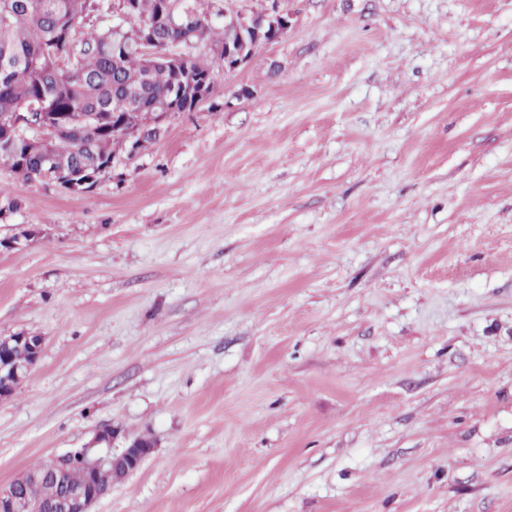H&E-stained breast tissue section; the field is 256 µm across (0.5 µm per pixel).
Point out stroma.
<instances>
[{
	"mask_svg": "<svg viewBox=\"0 0 512 512\" xmlns=\"http://www.w3.org/2000/svg\"><path fill=\"white\" fill-rule=\"evenodd\" d=\"M280 7L90 193L0 165V485L112 425L94 512H512V0ZM26 341L34 352L30 363L13 362L10 357V345L13 342ZM43 337L28 333H13L0 336V399L8 398L21 384L29 369L40 357Z\"/></svg>",
	"mask_w": 512,
	"mask_h": 512,
	"instance_id": "1",
	"label": "stroma"
}]
</instances>
